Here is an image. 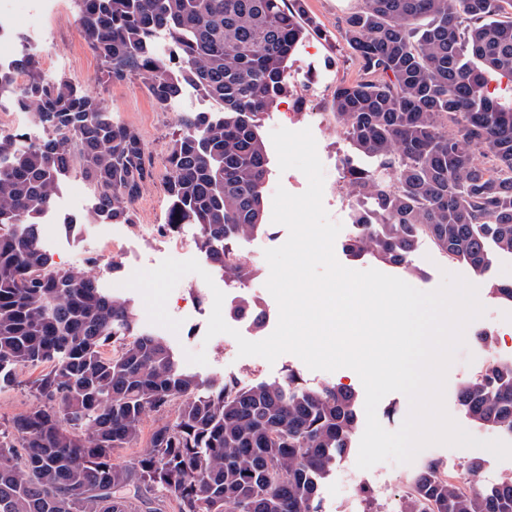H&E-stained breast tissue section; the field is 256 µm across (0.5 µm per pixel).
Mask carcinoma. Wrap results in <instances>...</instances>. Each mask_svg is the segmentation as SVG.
I'll use <instances>...</instances> for the list:
<instances>
[{"label": "carcinoma", "instance_id": "cac0c4a2", "mask_svg": "<svg viewBox=\"0 0 512 512\" xmlns=\"http://www.w3.org/2000/svg\"><path fill=\"white\" fill-rule=\"evenodd\" d=\"M81 31L103 83L142 79L166 109L184 86L220 104L186 112L165 159L167 231L198 229L197 246L238 282L254 270L230 242L263 226L269 176L260 116L288 94L297 44L317 30L301 0H76ZM512 0H360L342 38L357 67L336 85L333 117L374 160L345 164L356 202L354 257L404 265L422 238L481 274L493 251L512 253V108L485 76L512 78ZM158 32L173 41L166 59ZM26 80L15 83L16 74ZM46 128L38 144L0 135V389L16 372L37 404L0 428V512H319L318 485L350 447L357 398L348 389L235 380L200 389L169 347L139 330L130 301L77 269H51L40 224L60 180L75 172L100 202L89 222H134L152 177L133 127L66 78L47 81L21 52L0 66V96ZM474 421L512 436V363L475 376L459 392ZM133 465L119 451L141 442ZM454 484L431 461L409 479L400 512H512V480L492 488Z\"/></svg>", "mask_w": 512, "mask_h": 512}]
</instances>
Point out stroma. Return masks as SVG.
Segmentation results:
<instances>
[{"mask_svg": "<svg viewBox=\"0 0 512 512\" xmlns=\"http://www.w3.org/2000/svg\"><path fill=\"white\" fill-rule=\"evenodd\" d=\"M358 5L359 0H303L306 13L315 18L320 31L307 35L290 56L285 74L292 92L273 111L262 116L259 133L267 142L272 131L279 127L292 131L311 130L324 168L323 205L331 221L342 226L334 242L335 257L340 264L354 270L373 268L425 292L438 288L446 272L460 275L477 286L485 313L467 326L465 344L454 355L447 373L445 407L473 436L495 439L498 431L468 418L459 404L458 391L473 377L476 366L489 350H496L502 359L512 361V305L499 302L489 294L491 283L512 280V255H497L489 270L479 276L465 264L449 259L427 239L410 255L404 269L377 261L368 254L352 257L346 249L354 233V207L345 190L343 167L348 161L369 167L373 161L358 154L345 139L330 115V102L337 84L352 80L357 74L341 39L340 28L344 18ZM0 22L8 26L15 43L36 42L43 46L51 58L50 63L41 67L45 79H69L98 97L118 122L136 128L151 159L153 178L147 182L135 206V219L130 224L89 223L94 204L92 191L78 176L71 175L62 181L55 206L46 216L47 222L55 225L56 232L42 240L51 266L85 270L107 293L131 300L141 329L162 338L182 368L194 375L202 386H210L218 380H235L247 385L283 382L293 372L306 387L341 386L353 391L357 398H364L361 380L351 369L313 371L292 354L281 355L272 364L257 356L238 354L237 337L260 341L277 325L278 305L265 287L269 266L264 252L286 241L285 226L269 221L257 233L234 241L237 251L250 255L256 270L244 283L212 266L196 245L195 226L183 225L175 234L162 232L161 226L168 219V198L161 181L168 148L181 131V114L209 111L210 103L189 89L176 108L161 111L154 106L141 79L98 83L96 75L101 63L81 36L74 0H52L46 7L33 0L26 10ZM117 247L122 250L118 256L122 268L118 271L112 268V259L116 257L113 250ZM167 258L196 259L213 278L208 284L201 276L189 274L171 292L167 310L181 322L176 332L151 324L141 294L124 285L133 272L154 269ZM216 288L225 295L223 318L235 333L210 338L206 330L213 306L212 291ZM240 296L254 301L256 310L233 314L231 308ZM486 333L491 335V343L483 342L482 336ZM358 450V443H351L322 481L321 512H367L371 504L377 506L379 512H400L410 477L430 461L437 462L453 482L465 476L469 462L474 459L481 462L478 477L482 483L496 485L512 480V458L500 460L479 448L434 445L422 450L412 463L386 461L368 470L357 468Z\"/></svg>", "mask_w": 512, "mask_h": 512, "instance_id": "obj_1", "label": "stroma"}]
</instances>
